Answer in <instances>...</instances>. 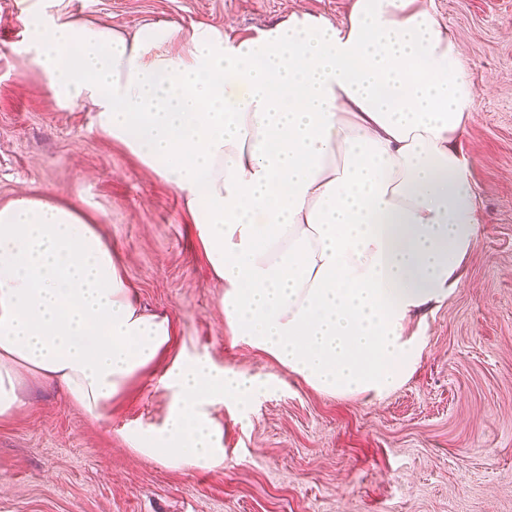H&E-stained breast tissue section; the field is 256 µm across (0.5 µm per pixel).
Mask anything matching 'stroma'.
<instances>
[{
  "mask_svg": "<svg viewBox=\"0 0 512 512\" xmlns=\"http://www.w3.org/2000/svg\"><path fill=\"white\" fill-rule=\"evenodd\" d=\"M51 0H0V206L47 196L93 210L141 304L178 326L172 355L278 381L247 412L216 404L224 465L175 469L131 431L160 427V371L94 420L23 379L27 404L0 422V512H512V0H431L475 91L463 147L483 223L454 294L428 313L410 379L380 399L312 389L224 327L222 281L197 257L184 204L99 131L90 107L59 105L22 52ZM352 0H61L67 17L135 31L206 22L252 33L289 13L343 22Z\"/></svg>",
  "mask_w": 512,
  "mask_h": 512,
  "instance_id": "1",
  "label": "stroma"
}]
</instances>
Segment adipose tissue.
I'll return each mask as SVG.
<instances>
[{"label":"adipose tissue","instance_id":"1","mask_svg":"<svg viewBox=\"0 0 512 512\" xmlns=\"http://www.w3.org/2000/svg\"><path fill=\"white\" fill-rule=\"evenodd\" d=\"M24 51L184 198L235 341L328 395L409 380L481 224L462 148L475 93L428 0H353L339 24L296 12L239 37L172 21L129 36L49 10ZM97 224L40 196L0 207V420L24 405L22 376L97 420L159 367L169 414L135 449L223 467L208 407L275 383L169 357L172 319L139 307Z\"/></svg>","mask_w":512,"mask_h":512}]
</instances>
